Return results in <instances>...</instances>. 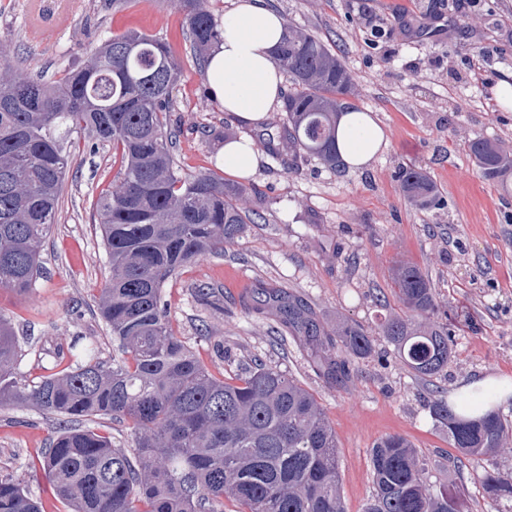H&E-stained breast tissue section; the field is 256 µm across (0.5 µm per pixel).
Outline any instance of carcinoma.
<instances>
[{
  "label": "carcinoma",
  "mask_w": 512,
  "mask_h": 512,
  "mask_svg": "<svg viewBox=\"0 0 512 512\" xmlns=\"http://www.w3.org/2000/svg\"><path fill=\"white\" fill-rule=\"evenodd\" d=\"M190 46L201 55L222 34L206 0H182ZM291 86L284 94L283 138L323 165L345 166L336 125L354 94L350 72L318 37L291 25L276 52ZM180 69L163 40L137 31L104 39L84 64L58 79L0 60V290L31 291L42 272L41 247L56 223L69 166L65 144L77 130L112 143L118 180L94 204L110 276L97 304L117 355L95 347H59L52 366L31 377L21 369L25 341L0 310V406L20 403L63 426L42 455V469L71 512H344L336 432L314 395L276 368L256 363L235 378L212 374L172 331L162 288L200 256L224 250L254 222L238 206L243 187L204 171L174 167L168 128ZM481 175L502 181L512 154L496 139L471 140ZM407 198L437 204L435 186L416 168L402 170ZM393 283L413 318L378 327L399 358L431 377L448 364V328L427 323L435 309L421 269L398 265ZM279 324L303 342L331 379L375 352L361 324L332 335L291 292L274 291ZM433 416L458 452L480 461L506 440L490 410L463 417L442 400ZM128 423L134 452L100 433L101 419ZM374 495L364 512H465V488L426 484V463L397 435L370 449ZM486 496L512 500V481L480 475ZM0 512H43L23 481L0 475Z\"/></svg>",
  "instance_id": "1"
}]
</instances>
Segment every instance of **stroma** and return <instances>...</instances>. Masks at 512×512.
I'll list each match as a JSON object with an SVG mask.
<instances>
[{"mask_svg": "<svg viewBox=\"0 0 512 512\" xmlns=\"http://www.w3.org/2000/svg\"><path fill=\"white\" fill-rule=\"evenodd\" d=\"M68 28L37 43L26 0H0V52L34 72L59 77L81 66L101 37L136 30L167 42L180 67L168 119L180 130L174 161L183 175L215 169L226 136L250 137L259 153L243 209L257 212L223 254L205 255L162 290L173 332L217 376L234 377L261 359L309 390L336 432L345 512H364L373 493L370 450L389 435L426 459L432 486L461 484L468 512H512L477 480L480 465L460 459L431 413L434 399L456 403L478 378L512 384V190L484 179L468 144L499 140L512 152V110L493 88L512 80V0H265L285 24L320 37L351 73L349 106L373 114L385 133L362 170L338 174L298 154L274 159L265 144L280 110L257 128L240 124L209 94L179 0H67ZM54 224L42 247L45 268L25 296L0 292V310L31 346L21 368L57 347L95 344L112 358V337L97 311L109 266L93 201L118 168L112 146L76 132ZM414 167L435 185L440 206L423 210L405 196L400 173ZM412 263L435 296L431 323L446 325L453 353L439 373L418 376L383 337L376 353L335 382L297 339H279L264 300L276 289L300 295L328 331L343 322L376 330L405 315L393 284ZM214 297L197 295V286ZM59 427L56 417L17 405L0 408V475L25 481L45 512H68L35 461Z\"/></svg>", "mask_w": 512, "mask_h": 512, "instance_id": "1", "label": "stroma"}]
</instances>
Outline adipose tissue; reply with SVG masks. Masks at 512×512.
Returning a JSON list of instances; mask_svg holds the SVG:
<instances>
[{
  "label": "adipose tissue",
  "instance_id": "adipose-tissue-1",
  "mask_svg": "<svg viewBox=\"0 0 512 512\" xmlns=\"http://www.w3.org/2000/svg\"><path fill=\"white\" fill-rule=\"evenodd\" d=\"M222 39L210 51L205 78L215 100L237 120L260 124L279 102L283 74L274 59L284 21L262 0H231L222 20ZM384 141L381 127L359 110H348L338 121V151L351 170H359L379 152ZM226 176L252 178L258 151L252 140H227L220 154Z\"/></svg>",
  "mask_w": 512,
  "mask_h": 512
}]
</instances>
